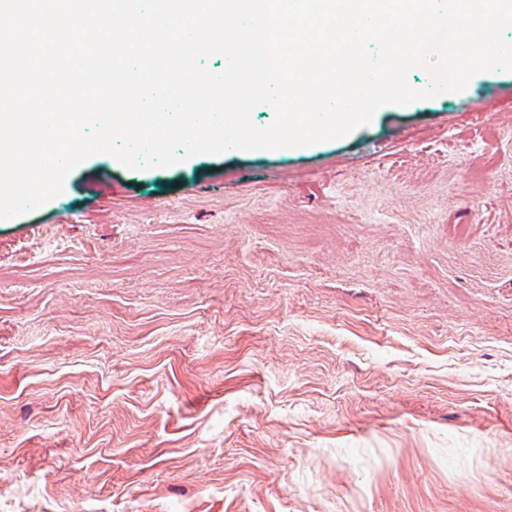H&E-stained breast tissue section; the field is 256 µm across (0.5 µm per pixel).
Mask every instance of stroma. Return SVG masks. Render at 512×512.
Listing matches in <instances>:
<instances>
[{
  "instance_id": "1",
  "label": "stroma",
  "mask_w": 512,
  "mask_h": 512,
  "mask_svg": "<svg viewBox=\"0 0 512 512\" xmlns=\"http://www.w3.org/2000/svg\"><path fill=\"white\" fill-rule=\"evenodd\" d=\"M0 512H512V72L0 220Z\"/></svg>"
}]
</instances>
